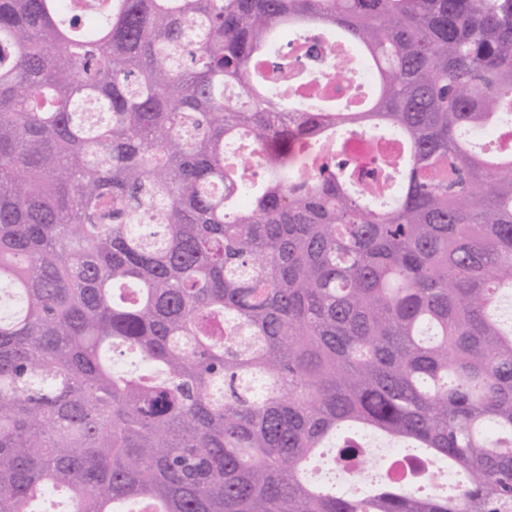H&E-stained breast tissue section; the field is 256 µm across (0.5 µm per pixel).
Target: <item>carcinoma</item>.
Returning <instances> with one entry per match:
<instances>
[{
  "mask_svg": "<svg viewBox=\"0 0 512 512\" xmlns=\"http://www.w3.org/2000/svg\"><path fill=\"white\" fill-rule=\"evenodd\" d=\"M285 28L372 95L292 102ZM497 125L512 0H0V512H512ZM362 432L462 481L303 479Z\"/></svg>",
  "mask_w": 512,
  "mask_h": 512,
  "instance_id": "1",
  "label": "carcinoma"
}]
</instances>
